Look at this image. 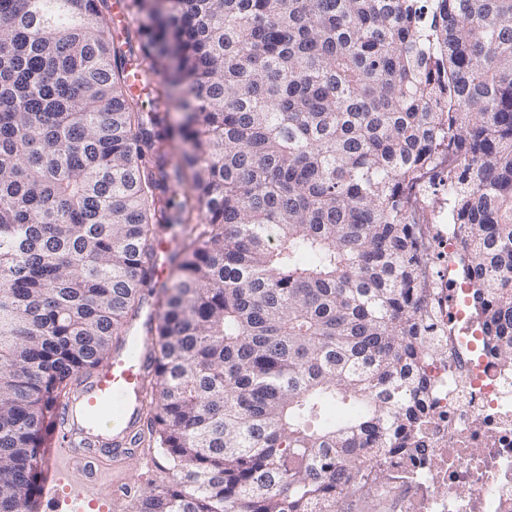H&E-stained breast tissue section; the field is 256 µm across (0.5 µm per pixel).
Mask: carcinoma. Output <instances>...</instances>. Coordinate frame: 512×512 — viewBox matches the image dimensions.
I'll use <instances>...</instances> for the list:
<instances>
[{
    "mask_svg": "<svg viewBox=\"0 0 512 512\" xmlns=\"http://www.w3.org/2000/svg\"><path fill=\"white\" fill-rule=\"evenodd\" d=\"M125 7L120 42L111 0H0V512H31L34 456L175 227L144 384L172 474L138 512H338L419 447L436 342L408 191L444 159L512 366V0Z\"/></svg>",
    "mask_w": 512,
    "mask_h": 512,
    "instance_id": "carcinoma-1",
    "label": "carcinoma"
}]
</instances>
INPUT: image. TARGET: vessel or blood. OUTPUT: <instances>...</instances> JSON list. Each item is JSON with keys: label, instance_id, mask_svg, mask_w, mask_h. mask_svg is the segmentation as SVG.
I'll return each mask as SVG.
<instances>
[{"label": "vessel or blood", "instance_id": "b4317fda", "mask_svg": "<svg viewBox=\"0 0 512 512\" xmlns=\"http://www.w3.org/2000/svg\"><path fill=\"white\" fill-rule=\"evenodd\" d=\"M160 315L154 303H146L141 322L127 325L124 345L113 351L92 381L71 388L65 418L57 429L63 437L57 451L73 468H87L89 448L103 443L111 444L113 456L129 454L132 432L146 409L144 362L157 348L149 329ZM48 478L56 487L54 512H117L119 496L84 494L69 488L65 475L53 470Z\"/></svg>", "mask_w": 512, "mask_h": 512}]
</instances>
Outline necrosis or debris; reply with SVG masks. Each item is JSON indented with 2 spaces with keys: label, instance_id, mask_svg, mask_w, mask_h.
<instances>
[{
  "label": "necrosis or debris",
  "instance_id": "4bbe7bcc",
  "mask_svg": "<svg viewBox=\"0 0 512 512\" xmlns=\"http://www.w3.org/2000/svg\"><path fill=\"white\" fill-rule=\"evenodd\" d=\"M448 179L418 191L416 227L427 248V275L438 344L426 360L429 417L425 450L383 461L392 478L380 494L399 493L401 512H512V367L491 352L463 277L448 222Z\"/></svg>",
  "mask_w": 512,
  "mask_h": 512
}]
</instances>
